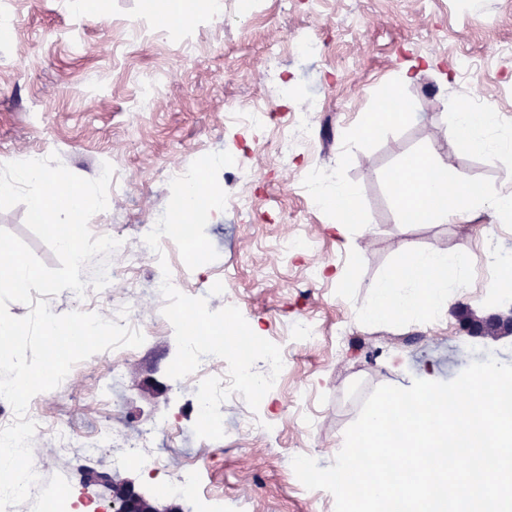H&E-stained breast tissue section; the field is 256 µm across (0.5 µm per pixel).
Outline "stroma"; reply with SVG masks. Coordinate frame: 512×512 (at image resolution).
Here are the masks:
<instances>
[{
	"mask_svg": "<svg viewBox=\"0 0 512 512\" xmlns=\"http://www.w3.org/2000/svg\"><path fill=\"white\" fill-rule=\"evenodd\" d=\"M0 0L10 19L0 38V164L37 153L57 154L73 174L94 179L111 163L122 180L105 211L92 223L138 241L158 210L166 208L168 170L185 169L202 153L226 151L236 165L251 167L255 180L243 187L226 172L218 182L227 196H252L256 219L228 221L214 212L205 233L216 261L196 269L172 254L182 270V291L206 298L210 310L237 307L255 334L288 353L285 382L259 407L267 426L241 431L246 402L224 404L221 447H208L194 433L196 392L167 375L177 345L162 326L165 301L147 287L162 276L153 251L116 286L90 290L85 301L69 291L49 296L54 313L105 315V299L135 298L152 336L125 361L124 375L110 389L98 384L112 369L111 351L93 354L60 387L44 392L39 408L49 423L66 426L78 439L122 427L130 436L164 420L157 454L169 472L199 468L201 489L224 499V512H335L325 490L306 489L292 460L314 458L333 465L346 429L377 387L410 386L413 379L450 381L472 361L488 355L512 364V337L496 341L466 335L462 311L482 317L497 291L485 265L488 253L512 255V220L488 211L450 224H403L390 175L403 159L436 150L448 171L491 191L512 192V160L490 151L463 152L454 145L458 106L494 112L496 133L512 138V0H192V19L168 32L161 15L146 13L142 0ZM311 34L326 45L318 59L283 50L279 86L263 79L265 47L273 36ZM412 68L415 78L402 83ZM152 79L157 92L141 101L137 88ZM399 92L413 116L389 122L366 139L357 133L378 99ZM320 97L324 111L298 116L299 150L281 156L278 128L241 129L225 122L228 109L264 103L292 112L298 98ZM320 166L328 187L358 189V223L337 235L333 210L314 207L303 189L311 166ZM26 207L0 211V228L20 237L48 267L53 251L25 224ZM371 234L369 252L355 241ZM304 236L310 250L284 257L275 250L284 236ZM467 251L470 268L449 285L448 305L434 322L423 312L371 321L365 312L375 284L387 276L396 251ZM326 268L309 281L311 266ZM310 319L314 344L293 333L296 319ZM48 484L68 486L94 503H111L103 487L86 485L84 469L132 480L136 490L159 496L183 512H202L200 499L162 491L161 478L137 467L113 464L117 451L86 458L74 447L58 452L50 435L32 444Z\"/></svg>",
	"mask_w": 512,
	"mask_h": 512,
	"instance_id": "stroma-1",
	"label": "stroma"
}]
</instances>
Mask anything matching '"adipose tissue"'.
Masks as SVG:
<instances>
[{"mask_svg": "<svg viewBox=\"0 0 512 512\" xmlns=\"http://www.w3.org/2000/svg\"><path fill=\"white\" fill-rule=\"evenodd\" d=\"M496 125L492 112L460 107L456 112V145L466 151H484ZM402 223L454 222L477 209L512 215V195H491L483 188L450 175L436 153L406 161L392 179ZM469 264L467 252L417 253L406 248L396 253L392 273L375 286L367 311L371 318L412 314L425 307L438 308L448 300L449 281L462 276Z\"/></svg>", "mask_w": 512, "mask_h": 512, "instance_id": "ef3b65f1", "label": "adipose tissue"}]
</instances>
